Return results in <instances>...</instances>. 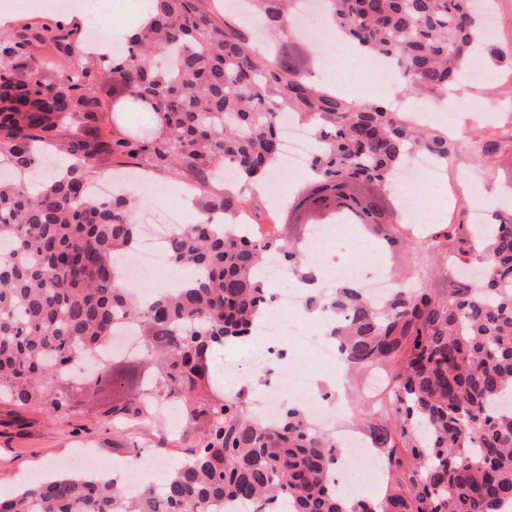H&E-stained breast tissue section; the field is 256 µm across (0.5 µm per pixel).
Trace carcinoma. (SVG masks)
<instances>
[{
	"instance_id": "cac0c4a2",
	"label": "carcinoma",
	"mask_w": 512,
	"mask_h": 512,
	"mask_svg": "<svg viewBox=\"0 0 512 512\" xmlns=\"http://www.w3.org/2000/svg\"><path fill=\"white\" fill-rule=\"evenodd\" d=\"M148 2L151 24L105 69L131 98L158 104L167 133L147 146L123 138L112 151L149 152L193 175L207 217L171 234L167 250L173 265L203 275L147 304L120 284L117 259L139 229L127 197L85 192L87 169L105 147L99 138L71 140L65 173L35 187L26 182L39 147L75 120L97 122L101 103L86 72L48 81L27 55L33 39L69 54L76 32L58 25L1 35L0 166L17 176L0 182V394L66 409V393L51 381L132 320L143 331L144 355L160 361L153 394L183 403L208 430L157 489L134 495L91 469L58 470L0 495V512H228L232 501L236 512H279L282 501L288 512H512V209L493 213L477 244L461 224H441L432 235L475 252L487 267L478 283L460 279L439 298L403 284L375 303L346 282L306 299L307 311L337 316L331 335L348 371H385L392 410L357 424L386 454L397 491L380 499L341 494L334 473L346 463L343 451L313 431L297 406L267 421L249 415L243 392L192 399L211 388L212 348L252 335L266 314L259 275L266 261L283 260L310 284L318 272L276 233L247 239L226 222L241 201L214 190L219 164L247 182L263 179L279 150L281 111L312 113L313 175L290 195L288 215L305 227L351 215L390 253L404 240L384 219L377 189L415 151L448 155V141L409 128L389 106H354L308 85L284 51L250 52L246 38L201 11L199 0ZM251 2L272 34L294 18L289 7H298L297 0ZM471 2L324 0L336 31L395 62L406 85L444 93L458 82L481 31ZM145 409L141 398L114 409L113 419Z\"/></svg>"
}]
</instances>
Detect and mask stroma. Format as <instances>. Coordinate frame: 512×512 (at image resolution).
Listing matches in <instances>:
<instances>
[{"instance_id":"35a3bbf8","label":"stroma","mask_w":512,"mask_h":512,"mask_svg":"<svg viewBox=\"0 0 512 512\" xmlns=\"http://www.w3.org/2000/svg\"><path fill=\"white\" fill-rule=\"evenodd\" d=\"M4 8L15 12L14 27L19 30L59 20L75 10L86 14L94 6L89 0H60L55 6L45 0H0V10ZM323 25V19L316 17L309 23V35L292 31L282 36L295 73L313 85L319 84L322 76L341 75V96L352 104L391 102L402 112H415L426 105L441 107L459 133L454 175L463 180H479L485 193L477 197V204L488 214L498 210L504 203L505 189L512 185V65H497L491 63L489 55L480 56L484 79L463 83L453 98L445 100L435 90L400 83L382 86L366 80L358 65L348 58L342 59L339 66H332L319 40ZM68 64L90 72L94 80L102 104L95 131L103 141L110 143L127 134L149 138L147 114L130 112L124 126L115 124L112 109L126 95L118 80L105 74L100 65L82 61L76 55ZM120 177L127 180L135 223L162 227L194 221L184 194L193 182L187 170L158 165L148 153L128 157L106 150L88 171L90 182L99 186ZM385 269L391 274H414L438 297L447 293L456 277L472 273L470 267L464 266L457 274H449L440 249L420 241L387 258ZM253 344L249 338L219 347L214 353V369L222 389L241 383L243 391L256 401L264 391L267 368L254 352ZM111 364L123 374L121 382L114 386L97 387L81 371L61 381L70 404L63 413L0 399V491L16 489L20 482L68 462L81 450L87 451L86 462L91 466L107 459L114 464L126 463L130 468L148 465L163 476L176 458L199 447L205 422L187 419L185 410L175 403L168 404L165 411L152 408L124 424H113V407L137 396L142 381L154 377L156 370L130 354L113 357Z\"/></svg>"}]
</instances>
